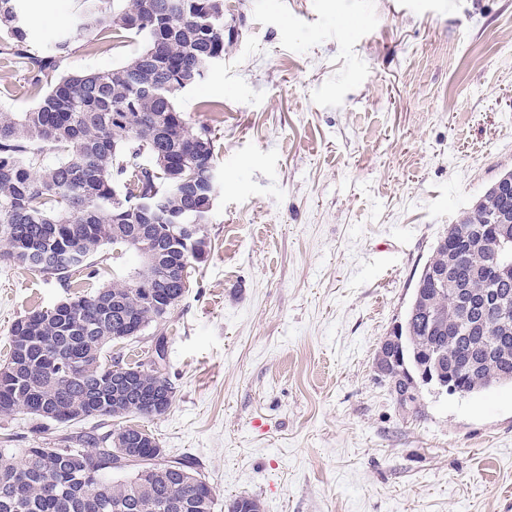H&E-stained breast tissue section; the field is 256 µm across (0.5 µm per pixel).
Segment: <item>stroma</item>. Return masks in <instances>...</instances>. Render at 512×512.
Returning a JSON list of instances; mask_svg holds the SVG:
<instances>
[{"mask_svg": "<svg viewBox=\"0 0 512 512\" xmlns=\"http://www.w3.org/2000/svg\"><path fill=\"white\" fill-rule=\"evenodd\" d=\"M61 73L141 47L95 40L83 0H17ZM0 64V112L33 107ZM211 128L210 252L167 323L177 392L146 420L189 456L214 512H512V387L402 404L378 371L436 240L512 170V0H224V60L177 97ZM0 262V360L12 324L66 297ZM96 419L0 417V448L80 447Z\"/></svg>", "mask_w": 512, "mask_h": 512, "instance_id": "stroma-1", "label": "stroma"}]
</instances>
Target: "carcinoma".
Wrapping results in <instances>:
<instances>
[{"label": "carcinoma", "mask_w": 512, "mask_h": 512, "mask_svg": "<svg viewBox=\"0 0 512 512\" xmlns=\"http://www.w3.org/2000/svg\"><path fill=\"white\" fill-rule=\"evenodd\" d=\"M83 28L99 40L122 32L143 47L108 70L42 78L70 51L61 40L45 55L15 0H0L3 59L34 74L39 96L25 112H0V260L63 288L73 275L98 276L93 257L141 233L140 250L158 255L138 282H116L67 297L18 318L0 364V415L24 412L50 420L49 405L77 424L92 416L124 424L90 439V447L28 448L17 462L0 449V512H213L214 496L188 457L169 459L136 418H152L142 394L176 388L144 363L106 355L131 332L167 321L191 288L194 265L206 261L205 225L215 200L211 130H192L175 104L224 60V0H86ZM512 197L488 188L448 225L419 270L398 328L387 377L402 402L415 401L419 366L440 364L459 387L483 391L512 384V241L494 237ZM200 226L183 253L181 226ZM450 266L447 282L431 271ZM128 371L134 390L118 398L112 371ZM117 472L124 477L116 478ZM227 512H262L238 497Z\"/></svg>", "instance_id": "carcinoma-1"}]
</instances>
